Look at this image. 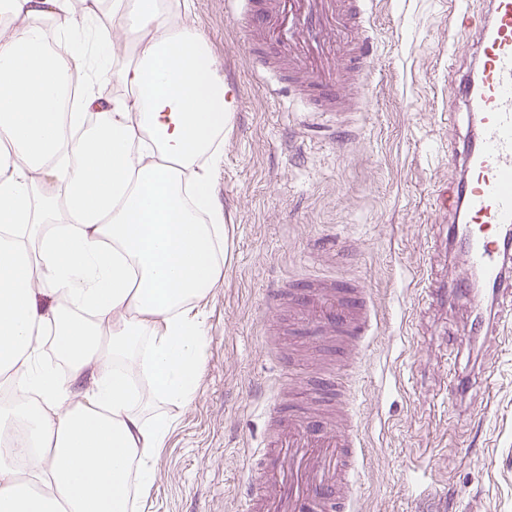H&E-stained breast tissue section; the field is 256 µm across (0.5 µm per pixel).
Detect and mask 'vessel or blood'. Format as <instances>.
Wrapping results in <instances>:
<instances>
[{
    "instance_id": "obj_1",
    "label": "vessel or blood",
    "mask_w": 512,
    "mask_h": 512,
    "mask_svg": "<svg viewBox=\"0 0 512 512\" xmlns=\"http://www.w3.org/2000/svg\"><path fill=\"white\" fill-rule=\"evenodd\" d=\"M455 0L459 33L477 29L479 38L455 94L467 133L452 157L460 176L435 192L439 208L450 209L446 236L463 253L460 280L446 284L421 279L425 297L447 299L466 293V280L480 275L489 286L491 313L464 326V334L487 336L512 320V0ZM370 0H264L243 20L246 52L266 48L264 67L276 69L272 97L294 95L308 108L307 120L329 125L348 120V77L358 90L372 69ZM276 307L288 306L295 335L317 337L322 348L347 357L364 347L375 315L366 289L342 279L288 280L269 289ZM314 402L335 407V417L290 409L283 395L269 403L266 441L273 462L248 451L252 474L241 484V512H353L361 442L350 425L349 403L339 368L308 378Z\"/></svg>"
}]
</instances>
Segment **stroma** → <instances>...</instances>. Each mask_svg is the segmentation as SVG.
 <instances>
[{
  "label": "stroma",
  "mask_w": 512,
  "mask_h": 512,
  "mask_svg": "<svg viewBox=\"0 0 512 512\" xmlns=\"http://www.w3.org/2000/svg\"><path fill=\"white\" fill-rule=\"evenodd\" d=\"M237 110L214 174L224 211V278L201 303L207 340L199 390L186 405L158 400L171 430L155 482L135 512H240L242 441L262 446L275 390L272 364L315 370L310 337L295 341L268 289L286 278L339 276L366 288L380 322L346 373L364 448L356 512H512V342L469 337L470 298L424 302L420 270L450 280V214L431 198L456 174L448 152L465 134L444 123L456 71L444 0H376L367 107L335 136L301 128L293 99L265 95L273 72L251 65L225 0H189ZM471 374L454 397L455 374Z\"/></svg>",
  "instance_id": "1"
}]
</instances>
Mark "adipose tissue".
Instances as JSON below:
<instances>
[{
    "label": "adipose tissue",
    "mask_w": 512,
    "mask_h": 512,
    "mask_svg": "<svg viewBox=\"0 0 512 512\" xmlns=\"http://www.w3.org/2000/svg\"><path fill=\"white\" fill-rule=\"evenodd\" d=\"M234 101L179 5L0 0V435L26 429L0 450V512H129L131 490L149 493L171 421L139 407L199 388ZM48 289L66 304L38 313ZM47 328L66 371L40 362Z\"/></svg>",
    "instance_id": "ef3b65f1"
}]
</instances>
